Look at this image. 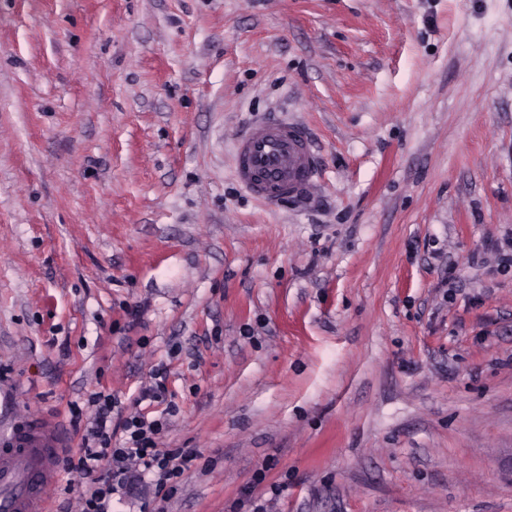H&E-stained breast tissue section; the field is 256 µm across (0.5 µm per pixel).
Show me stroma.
Returning a JSON list of instances; mask_svg holds the SVG:
<instances>
[{"label":"stroma","instance_id":"35a3bbf8","mask_svg":"<svg viewBox=\"0 0 512 512\" xmlns=\"http://www.w3.org/2000/svg\"><path fill=\"white\" fill-rule=\"evenodd\" d=\"M510 248L512 0H0V436L161 365L197 452L112 512H512ZM235 177L257 199L279 203L302 197L318 176L314 147L299 125L256 121L239 140Z\"/></svg>","mask_w":512,"mask_h":512}]
</instances>
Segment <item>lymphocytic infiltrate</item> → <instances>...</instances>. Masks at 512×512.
<instances>
[{"label": "lymphocytic infiltrate", "instance_id": "f902f5d3", "mask_svg": "<svg viewBox=\"0 0 512 512\" xmlns=\"http://www.w3.org/2000/svg\"><path fill=\"white\" fill-rule=\"evenodd\" d=\"M88 402L96 413L81 437L79 455L63 460L64 471L78 479L81 512H110L113 494L125 487L133 469L152 476L157 495L171 497L196 454L186 448L159 447L166 417L152 418L141 411L129 414L122 421L123 438L117 442L112 433L115 398L95 392Z\"/></svg>", "mask_w": 512, "mask_h": 512}]
</instances>
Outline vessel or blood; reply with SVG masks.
<instances>
[{"instance_id":"b4317fda","label":"vessel or blood","mask_w":512,"mask_h":512,"mask_svg":"<svg viewBox=\"0 0 512 512\" xmlns=\"http://www.w3.org/2000/svg\"><path fill=\"white\" fill-rule=\"evenodd\" d=\"M235 177L257 199L306 195L318 176L314 147L299 125L270 119L251 125L235 152ZM66 444L49 417L18 422L0 441V512H44Z\"/></svg>"}]
</instances>
